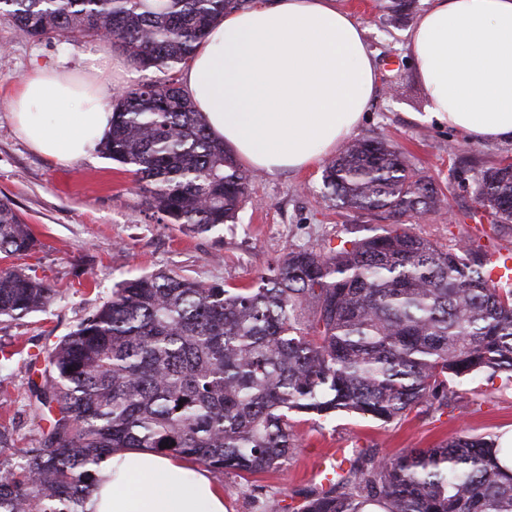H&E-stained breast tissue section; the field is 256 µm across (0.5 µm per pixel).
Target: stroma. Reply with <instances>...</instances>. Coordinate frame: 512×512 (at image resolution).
<instances>
[{"mask_svg":"<svg viewBox=\"0 0 512 512\" xmlns=\"http://www.w3.org/2000/svg\"><path fill=\"white\" fill-rule=\"evenodd\" d=\"M361 23L374 53L379 88L357 136L386 139L407 153L412 164L451 194L455 220L430 218L413 232L448 246L461 240L491 250L498 246L489 224L466 216L475 207L474 179L485 167L512 159L511 144L474 143L464 158L455 147L464 135L437 122L424 121L428 103L407 50L408 27L381 20L378 0H341ZM94 40L25 38L0 19V196L9 197L30 224L39 245L16 263L33 267L59 290L60 300L46 312L19 321L0 322V344L15 354L12 370L0 373V425L16 443H35L49 425L48 416L30 410L25 363L44 359L47 349L110 299L115 284L163 269L204 284L258 285L270 266L289 251L314 245L330 251L364 235L362 224L346 223L324 196L323 163L301 172L260 175L235 223L201 235H185L157 223L122 164L94 153L92 158L62 165L34 152L16 130L10 98L36 64L63 62L82 73L83 55ZM0 259V268L11 266ZM302 439L280 469L241 476L214 473L224 489L227 512H293L317 481L312 466L317 454L345 449V464L359 450L392 456L411 447L428 448L457 429L481 437H512V381L480 376L456 386L448 409L418 408L387 423L369 416L339 413L328 418H299Z\"/></svg>","mask_w":512,"mask_h":512,"instance_id":"35a3bbf8","label":"stroma"}]
</instances>
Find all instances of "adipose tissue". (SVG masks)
Instances as JSON below:
<instances>
[{
  "mask_svg": "<svg viewBox=\"0 0 512 512\" xmlns=\"http://www.w3.org/2000/svg\"><path fill=\"white\" fill-rule=\"evenodd\" d=\"M408 47L428 97L426 120L477 142L512 144V0H431ZM86 75L38 66L12 117L30 146L57 162L90 157L112 127L116 89L135 79L102 47ZM180 83L210 133L252 171L307 169L349 138L379 83L356 18L337 0H255L225 14L197 46ZM87 512H226L204 473L147 448L99 469Z\"/></svg>",
  "mask_w": 512,
  "mask_h": 512,
  "instance_id": "ef3b65f1",
  "label": "adipose tissue"
}]
</instances>
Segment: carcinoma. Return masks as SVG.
Masks as SVG:
<instances>
[{
  "label": "carcinoma",
  "mask_w": 512,
  "mask_h": 512,
  "mask_svg": "<svg viewBox=\"0 0 512 512\" xmlns=\"http://www.w3.org/2000/svg\"><path fill=\"white\" fill-rule=\"evenodd\" d=\"M253 0H0V18L29 38L112 42L144 71L186 65L212 23ZM419 0H383L397 27ZM130 167L147 209L186 233L235 222L255 174L213 138L174 78H147L112 100L101 145ZM326 197L369 234L322 252L292 248L258 288L203 285L156 270L111 298L44 357L28 402L49 427L28 448L0 425V512H85L113 452L150 448L213 471L282 467L297 414L337 411L391 421L444 410L449 383L512 380V279L485 280L489 254L442 248L411 230L450 211L448 195L378 137L350 140L323 170ZM467 217L512 237V162L480 172ZM37 240L0 199V255ZM58 293L35 270L0 268V320L24 318ZM170 446L163 448L161 444ZM492 438L459 429L394 457L359 452L300 512H512V475Z\"/></svg>",
  "instance_id": "carcinoma-1"
}]
</instances>
